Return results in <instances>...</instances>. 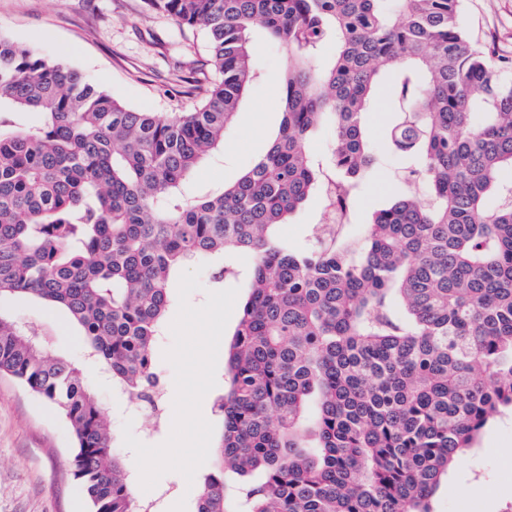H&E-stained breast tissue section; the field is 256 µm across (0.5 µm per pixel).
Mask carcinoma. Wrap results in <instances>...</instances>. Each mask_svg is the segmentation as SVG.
I'll list each match as a JSON object with an SVG mask.
<instances>
[{"label":"carcinoma","mask_w":512,"mask_h":512,"mask_svg":"<svg viewBox=\"0 0 512 512\" xmlns=\"http://www.w3.org/2000/svg\"><path fill=\"white\" fill-rule=\"evenodd\" d=\"M144 3L202 28L217 71L172 120L0 33V296L64 309L112 386L149 400L175 276L205 260L221 280L247 258L196 512H433L448 468L512 410V82L467 38L459 0H397L394 15L382 0ZM256 28L288 54L278 134L234 184L189 196L260 79ZM382 80L401 191L358 235L318 223L288 240L331 184L351 223ZM327 123L331 176L308 148ZM0 373L70 426L91 512H144L81 369L1 313ZM322 209L321 200L318 197H312L292 220V224H287L284 233L288 238L303 241L310 224H315L319 219Z\"/></svg>","instance_id":"obj_1"}]
</instances>
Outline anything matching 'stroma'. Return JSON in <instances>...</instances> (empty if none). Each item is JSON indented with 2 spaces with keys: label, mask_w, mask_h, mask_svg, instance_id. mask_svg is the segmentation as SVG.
Segmentation results:
<instances>
[{
  "label": "stroma",
  "mask_w": 512,
  "mask_h": 512,
  "mask_svg": "<svg viewBox=\"0 0 512 512\" xmlns=\"http://www.w3.org/2000/svg\"><path fill=\"white\" fill-rule=\"evenodd\" d=\"M460 21L478 45L490 49L494 61L508 62L505 75L512 78V0H461ZM0 33L47 58L66 61L125 104L164 117L192 110L217 76L204 33L147 10L142 0H0ZM253 42L262 76L226 133L223 152L197 169L191 192L234 182L278 130L287 55L262 32L254 33ZM401 166L395 156L378 164L357 203L351 232H361L372 212L398 190ZM0 310L46 337L52 353L82 368L115 438H122L129 405L113 396L67 316L10 294L0 296ZM72 446V433L60 414L18 379L1 374L0 512H88L71 475ZM475 484L483 487V495L463 499L462 490ZM511 507L512 413L506 412L449 469L434 510L507 512Z\"/></svg>",
  "instance_id": "obj_1"
}]
</instances>
